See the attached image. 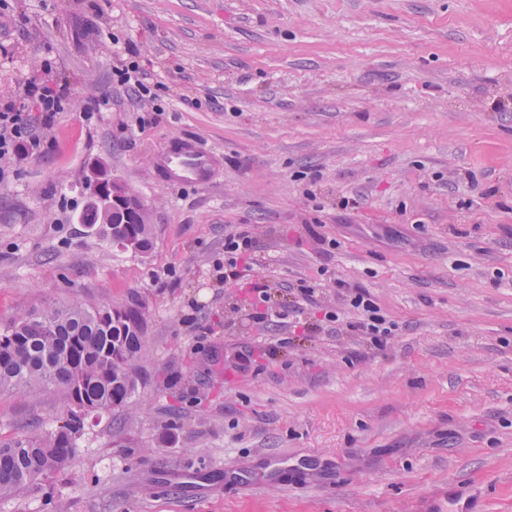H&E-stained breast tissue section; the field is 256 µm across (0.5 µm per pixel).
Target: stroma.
Masks as SVG:
<instances>
[{
    "instance_id": "obj_1",
    "label": "stroma",
    "mask_w": 512,
    "mask_h": 512,
    "mask_svg": "<svg viewBox=\"0 0 512 512\" xmlns=\"http://www.w3.org/2000/svg\"><path fill=\"white\" fill-rule=\"evenodd\" d=\"M127 48L141 109L114 83ZM33 78L67 98L0 166V325L136 301L148 345L133 408L0 512H512V0H0V106ZM180 142L213 154L206 183L168 179ZM97 161L148 206L150 254L81 224ZM234 228L256 248L228 282ZM346 287L394 323L383 348ZM64 406L0 393V442ZM268 458L279 482L225 490ZM116 74L121 78V85L130 84L133 79V84L129 85V88L134 93L138 101L142 102L145 98H152L155 96L151 92L150 86L145 82L148 79V74L136 60L125 61V59L119 60V65L115 67Z\"/></svg>"
}]
</instances>
